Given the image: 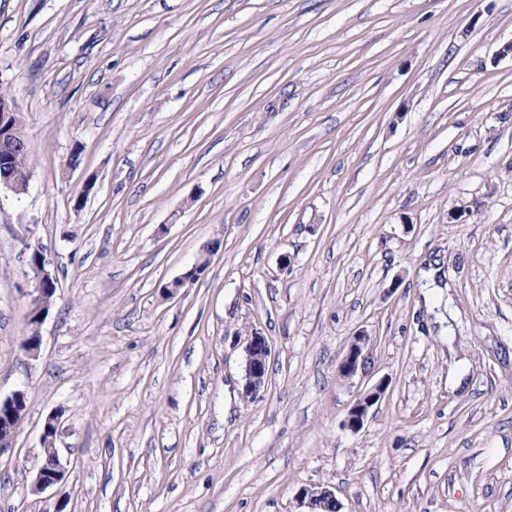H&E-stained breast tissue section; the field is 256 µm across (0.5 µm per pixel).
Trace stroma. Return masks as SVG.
<instances>
[{
    "label": "stroma",
    "instance_id": "1",
    "mask_svg": "<svg viewBox=\"0 0 512 512\" xmlns=\"http://www.w3.org/2000/svg\"><path fill=\"white\" fill-rule=\"evenodd\" d=\"M511 41L512 0H0L33 167L0 192V397H27L0 512H300L323 487L512 512ZM37 246L58 289L31 360ZM54 414L67 477L36 494ZM271 347L265 336L257 333L251 336L245 347L244 394L254 400L265 386L268 377V361ZM366 344L365 336H358L351 344L345 360L340 365V373L345 377L353 376L363 359V350ZM386 388L387 384L382 380L371 389L359 393L348 410L343 426L351 431L360 430L371 408L379 403Z\"/></svg>",
    "mask_w": 512,
    "mask_h": 512
}]
</instances>
